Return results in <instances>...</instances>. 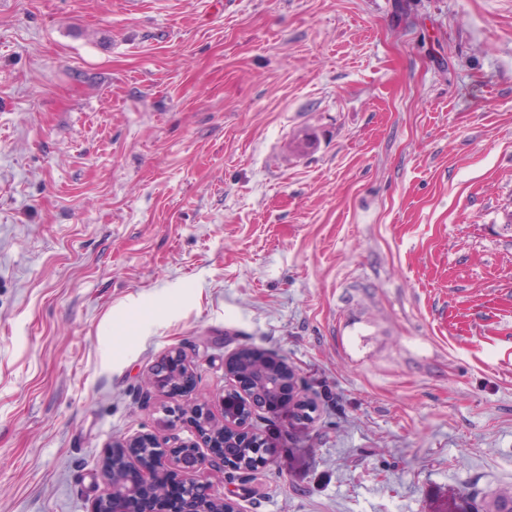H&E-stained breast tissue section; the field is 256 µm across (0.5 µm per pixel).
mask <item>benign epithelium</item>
I'll return each instance as SVG.
<instances>
[{
	"mask_svg": "<svg viewBox=\"0 0 512 512\" xmlns=\"http://www.w3.org/2000/svg\"><path fill=\"white\" fill-rule=\"evenodd\" d=\"M225 372L235 388L237 399L223 396V419L216 420L209 404L198 401L188 408L176 406L169 410L168 418L160 428L147 436L129 440L120 447L146 449L143 456L151 465L139 471L131 480L129 469L115 479L112 464H107L103 475L104 488L95 509L99 512H126L125 505L144 491L172 482L185 489L186 512H224L233 509L230 501L217 496L211 484L198 478L209 470L227 472L229 475L245 471L239 460L229 454L202 452L197 445L181 438L179 430L185 429L202 441L227 438L229 445L243 448L250 444L253 435L245 431L246 424L237 416V406L244 402L249 415L261 413L269 420L287 417L291 402L284 399V391L297 399L295 374L287 365L267 356L236 353L224 362ZM197 364L192 354L182 347L169 349L151 372L150 385L154 392L173 401L187 395L192 387L187 382L195 379Z\"/></svg>",
	"mask_w": 512,
	"mask_h": 512,
	"instance_id": "obj_1",
	"label": "benign epithelium"
}]
</instances>
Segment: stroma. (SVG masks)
Here are the masks:
<instances>
[{
    "label": "stroma",
    "mask_w": 512,
    "mask_h": 512,
    "mask_svg": "<svg viewBox=\"0 0 512 512\" xmlns=\"http://www.w3.org/2000/svg\"><path fill=\"white\" fill-rule=\"evenodd\" d=\"M176 346L315 406L241 512L512 490V0H0V512H94Z\"/></svg>",
    "instance_id": "obj_1"
}]
</instances>
